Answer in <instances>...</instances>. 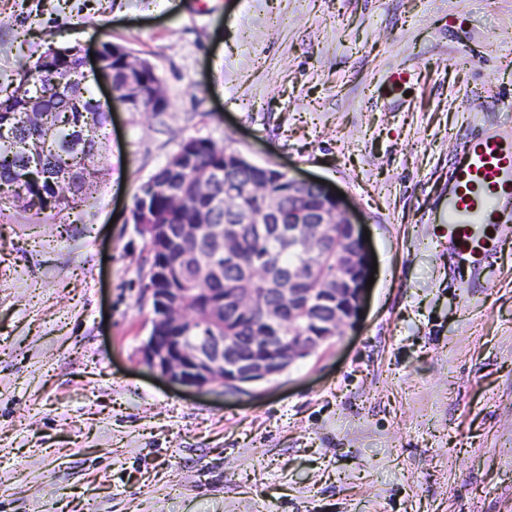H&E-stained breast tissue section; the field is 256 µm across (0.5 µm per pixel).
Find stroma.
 Masks as SVG:
<instances>
[{"label": "stroma", "instance_id": "obj_1", "mask_svg": "<svg viewBox=\"0 0 512 512\" xmlns=\"http://www.w3.org/2000/svg\"><path fill=\"white\" fill-rule=\"evenodd\" d=\"M105 40L167 106L113 105L93 204L0 207V512H512V207L482 268L431 243L463 142L512 136V0H0V88ZM193 137L325 181L377 261L354 327L242 392L141 361L126 218Z\"/></svg>", "mask_w": 512, "mask_h": 512}]
</instances>
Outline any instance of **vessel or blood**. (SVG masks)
<instances>
[{
	"label": "vessel or blood",
	"mask_w": 512,
	"mask_h": 512,
	"mask_svg": "<svg viewBox=\"0 0 512 512\" xmlns=\"http://www.w3.org/2000/svg\"><path fill=\"white\" fill-rule=\"evenodd\" d=\"M512 200V138L483 132L465 141L451 170L435 236L461 260L481 266L501 240L502 202Z\"/></svg>",
	"instance_id": "b4317fda"
}]
</instances>
